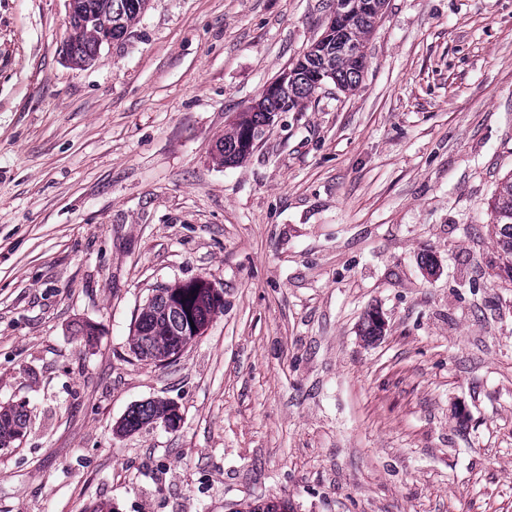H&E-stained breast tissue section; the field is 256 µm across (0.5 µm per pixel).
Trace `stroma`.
<instances>
[{
  "mask_svg": "<svg viewBox=\"0 0 512 512\" xmlns=\"http://www.w3.org/2000/svg\"><path fill=\"white\" fill-rule=\"evenodd\" d=\"M331 15L149 0L77 68L67 0H0V405L30 415L0 512H512L488 210L512 174V0H386L354 91L326 83L219 164ZM198 276L223 312L174 361L138 360L148 299ZM158 398L179 428L116 433Z\"/></svg>",
  "mask_w": 512,
  "mask_h": 512,
  "instance_id": "35a3bbf8",
  "label": "stroma"
}]
</instances>
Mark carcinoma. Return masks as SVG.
<instances>
[{
	"label": "carcinoma",
	"mask_w": 512,
	"mask_h": 512,
	"mask_svg": "<svg viewBox=\"0 0 512 512\" xmlns=\"http://www.w3.org/2000/svg\"><path fill=\"white\" fill-rule=\"evenodd\" d=\"M81 6L70 19L65 43L68 59L75 66L93 62L109 33L119 41L139 22L147 0H77ZM343 3L336 8L333 26L318 39L294 67L288 80V110L300 106L321 86L332 81L343 91L355 89L366 60L367 35L379 17L381 0H334ZM284 106L266 95L256 100L245 112L229 122L216 144L220 163L232 166L251 154L249 139L269 124L271 115ZM496 224L499 245L498 268L512 281V175L496 185L489 203ZM223 304L216 303L207 288H181L159 291L142 308L131 337L130 350L140 361L156 363L168 356H178L197 340L193 326L206 328ZM382 335L379 313L366 312L361 336L371 343ZM171 403L151 400L132 407L118 426L126 434L168 419ZM29 418L23 405L0 407V447L24 435ZM238 512H293L286 501H249Z\"/></svg>",
	"instance_id": "obj_1"
}]
</instances>
